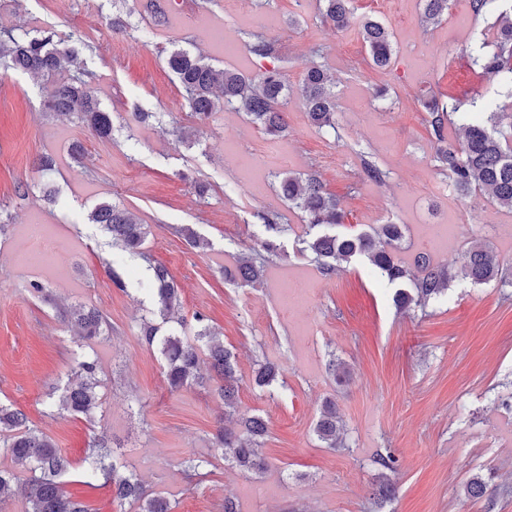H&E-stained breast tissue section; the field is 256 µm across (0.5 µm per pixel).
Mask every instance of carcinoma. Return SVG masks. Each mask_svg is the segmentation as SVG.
Instances as JSON below:
<instances>
[{
    "label": "carcinoma",
    "mask_w": 512,
    "mask_h": 512,
    "mask_svg": "<svg viewBox=\"0 0 512 512\" xmlns=\"http://www.w3.org/2000/svg\"><path fill=\"white\" fill-rule=\"evenodd\" d=\"M421 2L425 21L430 24L441 23L448 13L449 0ZM471 8L475 14L493 19L488 31L480 33L475 42L473 63L492 78L511 103L485 112H462L459 103L431 96L422 100L421 105L426 112V125L437 142L435 159L450 171L453 191L461 197L484 195L499 207L512 210V0H471ZM318 12L324 23L338 30L348 28L354 20L352 0H318ZM358 27L371 65L378 69L389 67L394 48L388 25L365 16L359 20ZM87 50L91 47L86 43L73 38L64 41L50 28L23 33L0 30V73L18 71L41 77L47 83L43 99L45 111L69 115L106 141L112 139V112L101 105L95 74L87 69L72 71ZM246 50L274 65L255 75L226 69L218 71L201 55L188 49L176 47L170 51L167 66L195 118L203 121L218 109L242 110L260 130L279 136L287 130L283 106L296 95L316 127L336 129V85L322 66L311 65L299 85L292 88L282 68L276 65L280 60L277 41L256 37L246 43ZM450 123L463 137L457 146L448 144L446 131ZM279 191L289 206L304 214L308 228L305 250L323 274L331 276L342 265L364 257L377 276L390 284H401L409 279L407 269L396 257L404 238L401 225L380 224L370 232L356 235L327 233L325 229L343 222V213L339 201L324 189L316 174L288 172L279 181ZM262 219L271 233L263 244L264 253L255 257L243 254L236 265L238 278L247 284L259 281L266 267L280 256L278 239L286 230V225L278 223L274 217L264 215ZM88 220L99 225L111 238L112 248L119 251L112 261V283L125 290V280L117 266L124 264L127 257L147 258L148 225L139 223L128 210L107 201L97 204ZM174 231L194 248L209 247V242L188 224ZM417 263L421 276L413 281L412 290L399 288L394 294V302L400 309L425 307L447 291L459 273L477 284L496 280L500 274L494 255L481 242L471 247L458 273L432 264L424 254L417 257ZM149 269L153 271L149 289L154 302L151 314L164 323L174 321L185 325L184 317L179 315L181 289L174 277L158 264ZM26 290L42 303L58 309L62 323L84 341H92L112 330L99 309L86 305L61 307L40 281L29 282ZM193 321L191 335L174 331L163 333L160 325L147 318L140 330L148 344H157L170 389L203 385L201 364L206 363L214 372L212 380L224 404V413L231 415L237 408L239 382L235 358L224 348L220 333L204 314L195 313ZM74 360L77 367L74 377L47 394L48 414L82 416L93 423L103 406L99 364L97 359L82 351L74 353ZM278 376L276 366L260 361L254 370V383L259 388H270L278 382ZM238 425V433L218 428L215 446L224 451V459L239 469L259 474L266 466L262 447L267 423L262 416L252 414L239 416ZM314 433L327 447H336L340 428L333 402L325 403ZM0 457L12 462L10 466H0V502L15 495L16 467L20 466L31 473L22 490L26 502L24 512H88L61 490L62 479L69 474L71 463L56 442L45 432L29 427L20 410L3 403H0ZM87 460L91 476L112 485L118 501H136L140 512H172L166 499L145 495L140 478L134 470L118 463L114 447L104 436L93 437ZM376 464L379 466L376 494L386 500L395 494V483L390 477L394 460L381 456Z\"/></svg>",
    "instance_id": "cac0c4a2"
}]
</instances>
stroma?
I'll return each mask as SVG.
<instances>
[{"mask_svg": "<svg viewBox=\"0 0 512 512\" xmlns=\"http://www.w3.org/2000/svg\"><path fill=\"white\" fill-rule=\"evenodd\" d=\"M148 0H128V26L113 35L106 22L113 0H0V29L51 26L81 37L82 56L98 77L99 97L114 131L102 141L70 117L43 112L41 79L0 75V401L21 410L71 460L66 495L90 512H139L119 505L111 486L87 480L84 459L96 433L109 436L149 493L173 512H512V211L481 195L450 191L449 172L421 99L437 95L476 111L502 101L501 89L474 65L470 46L489 21L470 0H450L437 25L422 20L420 0H354L356 17L392 29L396 53L373 69L357 26L330 29L316 0H195L185 21L155 27ZM276 39L281 66L298 84L312 63L336 82V131L311 124L297 99L285 105L288 131L271 136L245 113L218 111L206 123L191 117L165 58L178 45L207 56L219 69L250 74L264 64L247 53V36ZM160 112L167 130L133 121ZM194 131L182 142L177 129ZM57 160L51 178L58 201L44 198L36 163ZM371 160L386 177L369 180ZM315 173L344 212L340 234L376 224L404 227L401 256L418 254L460 268L473 242L487 244L504 281L456 278L425 310L398 311L395 287L379 280L366 259L323 275L302 243L300 211L278 190L282 173ZM28 184L17 194V183ZM208 187L199 196L197 183ZM109 201L149 225L147 251L181 287L182 313L201 312L222 332L241 377L239 414L262 415L267 469L253 475L225 462L215 447L224 406L212 388L169 391L163 360L140 334L152 299L145 262H128L125 289L115 288L112 246L88 213ZM287 230L280 256L260 282L235 279V258L261 250L263 215ZM191 225L210 246L192 248L174 229ZM43 282L63 304L105 313L112 331L89 348L99 361L104 403L95 422L50 417L47 393L71 378L78 338L47 305L26 291ZM275 364L279 385L255 389L257 360ZM342 362L345 382L329 373ZM332 400L345 443L328 448L313 428ZM396 461L395 498L370 494L377 456ZM209 461L202 484L187 478L188 458ZM485 498L464 492L473 476Z\"/></svg>", "mask_w": 512, "mask_h": 512, "instance_id": "stroma-1", "label": "stroma"}]
</instances>
